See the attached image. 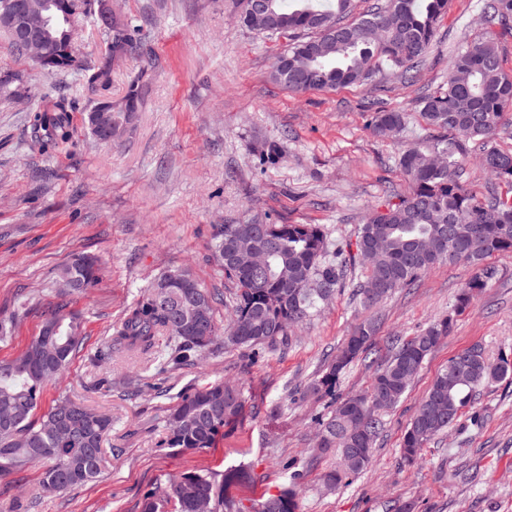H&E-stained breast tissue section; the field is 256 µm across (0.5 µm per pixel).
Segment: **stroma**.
Masks as SVG:
<instances>
[{"instance_id":"1","label":"stroma","mask_w":512,"mask_h":512,"mask_svg":"<svg viewBox=\"0 0 512 512\" xmlns=\"http://www.w3.org/2000/svg\"><path fill=\"white\" fill-rule=\"evenodd\" d=\"M138 26L142 45L112 73L109 94L120 104L138 81L142 107L123 136L104 143L83 118L97 98L81 73L47 75L14 54L0 34V68L24 72L29 96L0 104V312L27 305L0 359L23 352L45 312L59 303L80 312L86 336L63 376L46 390L51 406L63 394L112 418L103 442L108 464L99 479L57 497L40 492L39 467L0 480V512L15 497L30 512H141L144 494L193 470L249 466L255 484L242 499L276 492L283 461L307 462L303 512H512V381L482 390L464 413L431 440L414 465L400 454L404 429L436 373L458 351L481 346L490 359L512 357V254L486 259L492 277L462 313L455 296L473 270L439 265L411 289L384 298L379 356L392 337L419 333L453 315L454 327L429 356L385 427L371 465L344 488L329 492L322 472L339 458L312 460L314 420L327 400H292L364 316L355 285L365 267L353 260L335 295L295 329L287 350L255 358L247 348L206 352L199 363L161 371L150 357L114 353L111 369L92 364L126 309L170 268L189 267L210 291L218 326L228 324L230 285L213 253L215 225L258 217L268 224H318L331 244L355 238L365 211L397 200L408 182L397 165L401 148L427 133L418 102L448 74L457 47L482 31V0H448L420 77L406 84L377 75L366 85L292 92L273 81L276 56L287 41L251 30L238 19L237 0H112ZM75 102L71 138L40 147L31 137L33 110L43 95ZM399 109L406 126L397 138L375 136L374 112ZM99 261V283L77 295L64 290L61 269L74 255ZM108 378L107 388L93 381ZM244 391L246 404L214 448L182 454L163 447L165 417L179 393L213 381Z\"/></svg>"}]
</instances>
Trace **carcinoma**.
Listing matches in <instances>:
<instances>
[{"label": "carcinoma", "mask_w": 512, "mask_h": 512, "mask_svg": "<svg viewBox=\"0 0 512 512\" xmlns=\"http://www.w3.org/2000/svg\"><path fill=\"white\" fill-rule=\"evenodd\" d=\"M50 17L48 38L58 45L57 58L45 68L49 74L70 71L66 46L75 42V21L95 12L97 0H69L62 18L55 0H44ZM269 21L276 35L288 39V48L277 57L273 77L292 92L334 90L364 85L382 72L406 80L432 44L436 28L448 13V0H380L371 9L355 14L356 0H268ZM512 0H487L483 19L491 27L508 29ZM104 51L84 67L87 85L100 92L84 117L95 138L99 129L94 111L112 103L111 58L118 49H132L134 29L126 19L106 27ZM311 61L310 76L299 81L282 71L283 57ZM19 73L0 71V97L18 94ZM140 90L130 83L125 105L111 112L112 127H125L138 111ZM512 110V74L504 70L496 35L486 33L460 46L448 64V77L435 92L420 101V112L430 139L402 151L398 165L408 179L410 192L382 208L370 209L363 218L354 244L329 254V242L318 224H264L258 220L224 224L214 236L215 259L224 276L235 285L234 318L224 329V346L253 351H275L290 339L292 328L309 320L321 302L332 297L343 280L345 257L351 250L366 263L365 280L357 285L360 305L368 309L393 292L412 287L437 265L467 264L475 274L456 301L455 312L466 309L475 294L487 287L490 274L483 261L497 253H512V195L502 197L490 188L474 195L462 179L463 165L475 156L482 170L512 192V152L498 148L496 136ZM74 101L47 96L34 109L35 129L42 146L69 139ZM405 113L384 110L372 116L371 128L382 137L404 130ZM262 243L268 253L267 272L238 265L230 256L237 248ZM185 278L193 287H159L169 279ZM69 291L84 293L97 285L92 260L80 256L61 270ZM215 295L208 292L187 268L171 269L151 285L126 310L123 321L102 346L93 362H112L114 348L131 356L153 354L158 336L168 337L163 365L176 369L197 363L201 352L216 344L219 330L213 316ZM454 317H444L422 332L396 341L388 359L377 365L368 391L336 397L341 374L349 364L364 358L377 332L376 321L365 318L348 336L327 367L309 388L330 398V410L316 418L322 438L320 455L338 452L349 461L343 470H330L322 481L329 490L346 483L351 475L371 464L377 439L384 427L381 413L395 407L408 391L428 356L448 336ZM82 320L63 306L50 310L40 332L26 350L11 360H0V478L32 466L42 468L43 492L54 495L85 486L107 466L102 444L112 430V419L67 395L34 419L46 386L59 380L83 348ZM512 374V359L493 363L478 345L448 359L418 402L401 442V458L414 464L425 444L455 425L474 407L480 391ZM245 404L244 393L234 384L207 383L182 394L166 420L167 447L201 452L224 437ZM284 483L276 493L251 501L230 496V489L252 484L249 468L230 466L224 474L189 471L164 489H150L142 512H194L197 501L208 512H262L265 501L276 512H302L297 488L304 468L297 460L282 463Z\"/></svg>", "instance_id": "cac0c4a2"}]
</instances>
